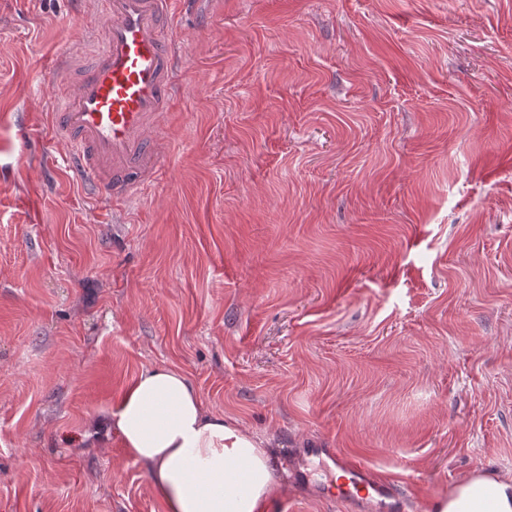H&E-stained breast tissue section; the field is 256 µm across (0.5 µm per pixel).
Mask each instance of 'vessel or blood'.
<instances>
[{"label":"vessel or blood","mask_w":512,"mask_h":512,"mask_svg":"<svg viewBox=\"0 0 512 512\" xmlns=\"http://www.w3.org/2000/svg\"><path fill=\"white\" fill-rule=\"evenodd\" d=\"M93 23L100 47L78 67L52 70L57 107L53 139L68 147L76 178L112 207L143 194L160 162L151 131L164 118L172 92L176 32L171 0H99ZM325 457L345 474L339 499L362 512H407L398 481L333 448H301L293 463L303 485L304 458Z\"/></svg>","instance_id":"b4317fda"}]
</instances>
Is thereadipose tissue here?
Here are the masks:
<instances>
[{
  "label": "adipose tissue",
  "mask_w": 512,
  "mask_h": 512,
  "mask_svg": "<svg viewBox=\"0 0 512 512\" xmlns=\"http://www.w3.org/2000/svg\"><path fill=\"white\" fill-rule=\"evenodd\" d=\"M101 426L149 468L164 512H267L277 495L262 440L208 413L177 370H143ZM436 512H512V481L472 474L438 500Z\"/></svg>",
  "instance_id": "ef3b65f1"
}]
</instances>
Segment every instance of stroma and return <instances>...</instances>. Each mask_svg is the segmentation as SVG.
<instances>
[{
  "instance_id": "stroma-1",
  "label": "stroma",
  "mask_w": 512,
  "mask_h": 512,
  "mask_svg": "<svg viewBox=\"0 0 512 512\" xmlns=\"http://www.w3.org/2000/svg\"><path fill=\"white\" fill-rule=\"evenodd\" d=\"M94 0H0V512H163L92 424L144 369L435 503L512 481V0H172L154 181L93 202L48 130Z\"/></svg>"
}]
</instances>
